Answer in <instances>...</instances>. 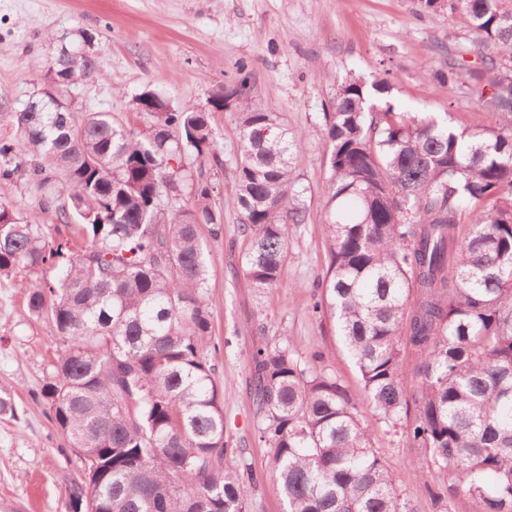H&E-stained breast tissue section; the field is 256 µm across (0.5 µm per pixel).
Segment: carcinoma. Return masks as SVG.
I'll return each instance as SVG.
<instances>
[{"instance_id": "carcinoma-1", "label": "carcinoma", "mask_w": 512, "mask_h": 512, "mask_svg": "<svg viewBox=\"0 0 512 512\" xmlns=\"http://www.w3.org/2000/svg\"><path fill=\"white\" fill-rule=\"evenodd\" d=\"M498 126L458 129L347 79L324 113L331 182L323 288L354 361L372 420L420 450L414 472L448 483L429 504L404 497L373 448L356 398L291 339L251 354L253 398L285 512H453L460 494L482 512H512V11L465 0ZM85 30L61 44L56 96L12 115L0 135V180L23 179L40 212L72 228L48 240L32 213L0 205V280L26 269L31 316L60 345L39 396L82 462L68 507L90 512H247L254 481L224 440L207 302L211 254L202 228L224 231L218 182L202 161L220 144L203 106L174 108L158 93L133 99L141 130L110 112L77 115L62 95L98 76ZM235 168L244 272L259 294L280 284L300 138L279 116L243 101ZM67 187V201L60 188ZM469 224L461 233L459 226ZM420 353L407 377L406 346Z\"/></svg>"}]
</instances>
